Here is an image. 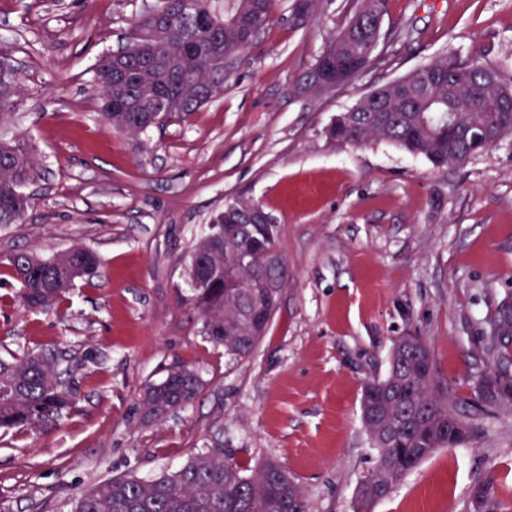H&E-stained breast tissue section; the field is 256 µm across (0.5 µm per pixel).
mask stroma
Segmentation results:
<instances>
[{"label": "stroma", "mask_w": 512, "mask_h": 512, "mask_svg": "<svg viewBox=\"0 0 512 512\" xmlns=\"http://www.w3.org/2000/svg\"><path fill=\"white\" fill-rule=\"evenodd\" d=\"M157 0H0V56L18 71L0 137L36 148L31 205L0 227V260L33 249L94 252L62 313L0 303V356L44 346L72 365L77 407L38 432L0 433V512H70L101 481L172 472L204 448L252 468L276 461L309 512H352L374 466L363 386L384 376L394 337L426 336L469 415L488 360L482 336L512 293V138L442 170L399 146L330 142L325 126L419 64L478 52L512 78V0H389L380 62L328 95L296 76L345 25L356 0H318L305 23L278 0L220 95L148 135L100 118L93 69ZM257 200L287 270L279 307L250 357L200 334L182 261L226 203ZM190 366L198 397L163 424L140 421L144 387ZM512 512V412L414 468L372 512H471L475 485Z\"/></svg>", "instance_id": "obj_1"}]
</instances>
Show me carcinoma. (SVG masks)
<instances>
[{
    "instance_id": "1",
    "label": "carcinoma",
    "mask_w": 512,
    "mask_h": 512,
    "mask_svg": "<svg viewBox=\"0 0 512 512\" xmlns=\"http://www.w3.org/2000/svg\"><path fill=\"white\" fill-rule=\"evenodd\" d=\"M183 0H162L136 20L126 46L99 58L94 82L101 118L112 131L139 138L173 115H188L209 103L231 71L214 66L220 56L232 62L257 40L276 0H191L193 35L186 33ZM387 0H361L342 31L297 76V93L325 94L326 62L343 64L344 84L378 63L365 47L377 35ZM16 74L0 62V123L14 114ZM512 96V84L495 67L473 55H441L361 96L325 129L326 138L362 145L384 140L444 169L482 154L512 137V112L499 103ZM38 170L22 139L0 140V224L20 223L30 206L24 193ZM262 205L239 198L224 207V224H212L190 251L183 273L191 301L201 313V332L224 354L246 358L266 335L257 321L276 313L286 287V266H266L265 252H281L274 224H244L245 213ZM5 266L19 285L12 301L28 311L58 310L69 301L78 279L97 273L94 252L73 248L43 259L17 251ZM512 345V304L501 305L489 324L483 354L494 366L475 380L474 412L457 413L460 397L441 377L431 346L422 336L395 338L388 369L364 386L360 411L368 445L375 452L371 473L355 493V512H366L389 497L405 476L441 448L465 442L481 422L512 408V375L503 367ZM60 359L41 349L0 357V431L39 430L76 404L65 386ZM202 388L189 367L170 371L144 390L140 416L158 423L193 402ZM71 512H308L305 489L288 470L264 461L249 474L232 464L222 448L194 454L177 471L151 479L113 477L74 499Z\"/></svg>"
}]
</instances>
